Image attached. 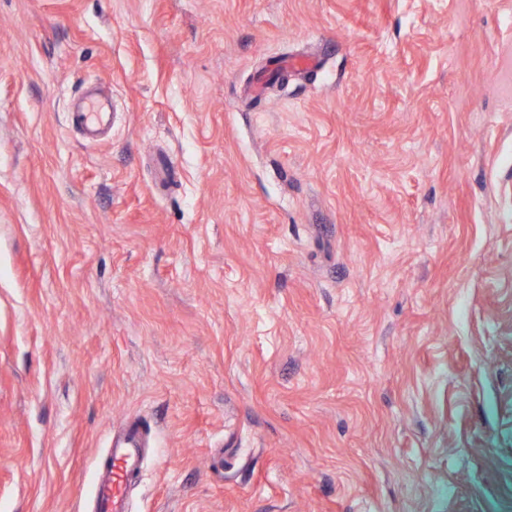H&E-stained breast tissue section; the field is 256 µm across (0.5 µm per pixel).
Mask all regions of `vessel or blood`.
Listing matches in <instances>:
<instances>
[{"label": "vessel or blood", "mask_w": 512, "mask_h": 512, "mask_svg": "<svg viewBox=\"0 0 512 512\" xmlns=\"http://www.w3.org/2000/svg\"><path fill=\"white\" fill-rule=\"evenodd\" d=\"M110 116V104L96 94L88 93L72 108L74 127L89 138L104 132ZM140 431L132 426L124 441L107 450V458L97 469L93 495V512H129L128 488L141 466Z\"/></svg>", "instance_id": "1"}]
</instances>
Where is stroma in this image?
Here are the masks:
<instances>
[{"label": "stroma", "mask_w": 512, "mask_h": 512, "mask_svg": "<svg viewBox=\"0 0 512 512\" xmlns=\"http://www.w3.org/2000/svg\"><path fill=\"white\" fill-rule=\"evenodd\" d=\"M131 423V512H512V0H0V512ZM71 108L69 120L87 138H95L104 132L111 114L106 99L93 93H87Z\"/></svg>", "instance_id": "stroma-1"}]
</instances>
